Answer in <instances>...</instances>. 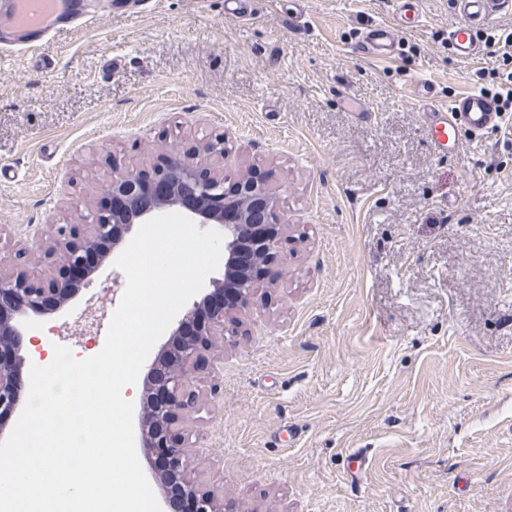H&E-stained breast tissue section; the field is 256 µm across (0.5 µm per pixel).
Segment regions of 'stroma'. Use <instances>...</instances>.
I'll return each mask as SVG.
<instances>
[{"label":"stroma","mask_w":512,"mask_h":512,"mask_svg":"<svg viewBox=\"0 0 512 512\" xmlns=\"http://www.w3.org/2000/svg\"><path fill=\"white\" fill-rule=\"evenodd\" d=\"M84 2V24L0 52V266L110 167L224 135L225 173L273 171L291 230L285 276L196 383V478L246 512H512V126L445 156L416 102L421 81L445 102L511 76L492 42L512 15L461 62L451 0H420L377 61L351 47L393 0H258L246 21Z\"/></svg>","instance_id":"35a3bbf8"}]
</instances>
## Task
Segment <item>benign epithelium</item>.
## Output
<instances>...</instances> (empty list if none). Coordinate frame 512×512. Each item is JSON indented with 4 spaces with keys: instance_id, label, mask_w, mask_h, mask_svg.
<instances>
[{
    "instance_id": "obj_1",
    "label": "benign epithelium",
    "mask_w": 512,
    "mask_h": 512,
    "mask_svg": "<svg viewBox=\"0 0 512 512\" xmlns=\"http://www.w3.org/2000/svg\"><path fill=\"white\" fill-rule=\"evenodd\" d=\"M225 136L203 147L169 146L149 170L115 172L99 199L70 202L77 224H52L27 242L18 241V256L36 255L46 270L39 277L24 264L0 268V433L3 416L21 410L25 382L20 377L21 351L29 321L65 310L95 280L112 255L122 252L134 227L158 213L178 207L202 227L216 226L224 236V275L211 290L187 304L173 322L168 340L143 366L139 400L138 443L159 485L177 478L193 502L192 512H245L238 500L216 493L196 479L193 450L186 428L204 407L194 387L210 357L224 351V331L236 333L241 316L257 301V280L274 282V265L288 243L290 224L280 217L269 178L252 169L224 176ZM87 307L81 335L91 334L107 297Z\"/></svg>"
}]
</instances>
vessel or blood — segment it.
<instances>
[{
	"mask_svg": "<svg viewBox=\"0 0 512 512\" xmlns=\"http://www.w3.org/2000/svg\"><path fill=\"white\" fill-rule=\"evenodd\" d=\"M463 23L450 29L449 41L459 60L470 61L486 47L478 37L479 28L492 15L511 13L512 0H453ZM418 10L417 0H398L393 21L368 29L353 47L354 52L374 59L395 58L399 34L407 13ZM82 14L80 0H0V32L22 34L27 46L49 38L58 24ZM435 150L464 154L469 142L479 141L487 132L502 128L505 115L494 98L478 91L456 95L448 103L424 106Z\"/></svg>",
	"mask_w": 512,
	"mask_h": 512,
	"instance_id": "1",
	"label": "vessel or blood"
}]
</instances>
